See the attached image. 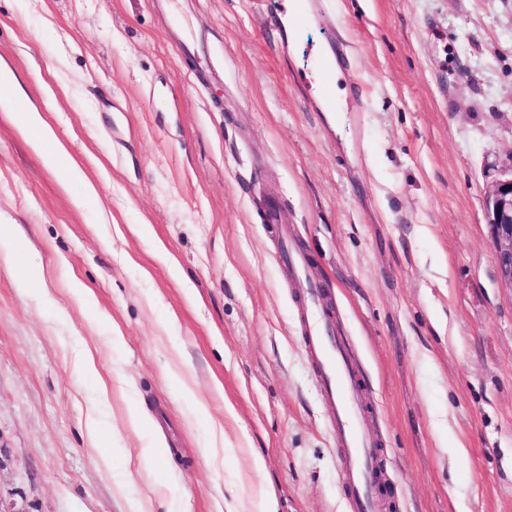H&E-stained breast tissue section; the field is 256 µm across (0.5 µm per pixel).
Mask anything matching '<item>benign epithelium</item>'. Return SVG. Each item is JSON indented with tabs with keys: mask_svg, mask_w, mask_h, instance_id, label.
<instances>
[{
	"mask_svg": "<svg viewBox=\"0 0 512 512\" xmlns=\"http://www.w3.org/2000/svg\"><path fill=\"white\" fill-rule=\"evenodd\" d=\"M484 198L497 276L512 287V167L508 177L486 187Z\"/></svg>",
	"mask_w": 512,
	"mask_h": 512,
	"instance_id": "7a95c632",
	"label": "benign epithelium"
}]
</instances>
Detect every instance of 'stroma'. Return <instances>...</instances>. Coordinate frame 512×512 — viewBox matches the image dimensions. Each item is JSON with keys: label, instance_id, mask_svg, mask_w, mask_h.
Returning a JSON list of instances; mask_svg holds the SVG:
<instances>
[{"label": "stroma", "instance_id": "stroma-1", "mask_svg": "<svg viewBox=\"0 0 512 512\" xmlns=\"http://www.w3.org/2000/svg\"><path fill=\"white\" fill-rule=\"evenodd\" d=\"M319 12L290 37L254 0H0L27 93L0 108V512H245L267 489L347 512L269 202L351 341L379 512H512L483 200L512 167V0ZM328 45L332 112L299 80Z\"/></svg>", "mask_w": 512, "mask_h": 512}]
</instances>
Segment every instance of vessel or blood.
<instances>
[{
	"label": "vessel or blood",
	"instance_id": "1",
	"mask_svg": "<svg viewBox=\"0 0 512 512\" xmlns=\"http://www.w3.org/2000/svg\"><path fill=\"white\" fill-rule=\"evenodd\" d=\"M311 76L317 87L318 101L332 103L336 96V61L328 50L316 53ZM280 259L294 277L306 279L309 266L306 254L285 246ZM303 302L306 345L324 399L333 408L336 443L345 459V477L351 493L349 512H375L376 486L372 475L377 457L374 442L361 424L362 404L355 397L359 382L350 362L349 341L327 320L319 283L308 281Z\"/></svg>",
	"mask_w": 512,
	"mask_h": 512
}]
</instances>
